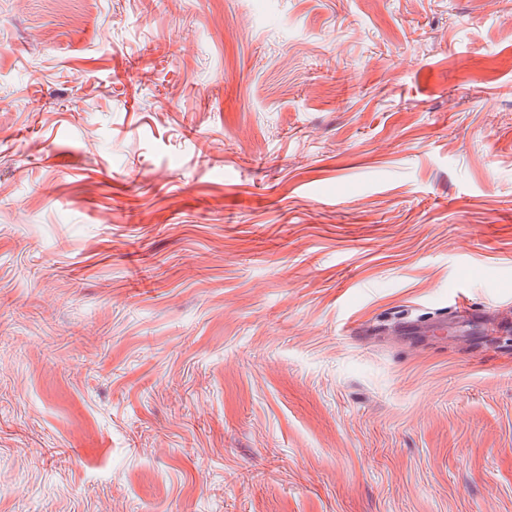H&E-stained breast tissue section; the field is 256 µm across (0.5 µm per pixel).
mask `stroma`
Listing matches in <instances>:
<instances>
[{"mask_svg": "<svg viewBox=\"0 0 512 512\" xmlns=\"http://www.w3.org/2000/svg\"><path fill=\"white\" fill-rule=\"evenodd\" d=\"M451 304L512 0H0V512H512V332L358 333Z\"/></svg>", "mask_w": 512, "mask_h": 512, "instance_id": "1", "label": "stroma"}]
</instances>
